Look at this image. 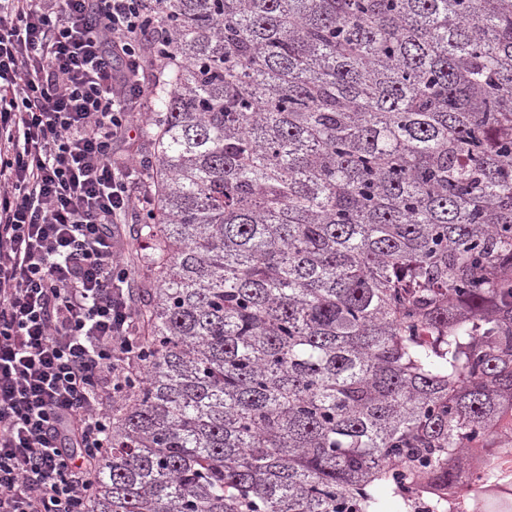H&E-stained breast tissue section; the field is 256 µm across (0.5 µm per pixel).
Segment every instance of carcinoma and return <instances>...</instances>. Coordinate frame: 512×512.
Wrapping results in <instances>:
<instances>
[{"mask_svg":"<svg viewBox=\"0 0 512 512\" xmlns=\"http://www.w3.org/2000/svg\"><path fill=\"white\" fill-rule=\"evenodd\" d=\"M145 377L90 512H449L512 431V0H163ZM464 470L459 475L460 481L455 484L452 488L448 489H436L432 488L430 492L440 498L447 499L453 502L457 508V511L464 512H474L476 510V505L473 501L468 499H464L460 496V491L464 489H468L467 484H469V479L475 475V473L479 472L481 469L478 467L481 466L482 460L474 461L472 464L468 463L464 460Z\"/></svg>","mask_w":512,"mask_h":512,"instance_id":"obj_1","label":"carcinoma"}]
</instances>
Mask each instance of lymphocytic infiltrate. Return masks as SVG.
Listing matches in <instances>:
<instances>
[{"label":"lymphocytic infiltrate","mask_w":512,"mask_h":512,"mask_svg":"<svg viewBox=\"0 0 512 512\" xmlns=\"http://www.w3.org/2000/svg\"><path fill=\"white\" fill-rule=\"evenodd\" d=\"M160 0H0V512H88L142 376L112 230L144 166L112 145L171 42Z\"/></svg>","instance_id":"1"}]
</instances>
